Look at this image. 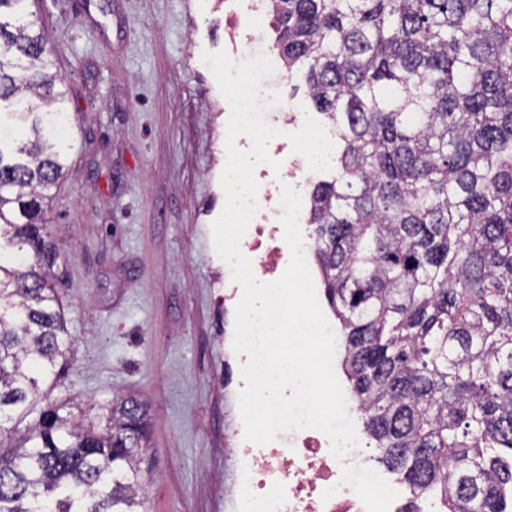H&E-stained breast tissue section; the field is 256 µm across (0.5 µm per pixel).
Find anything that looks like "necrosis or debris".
<instances>
[{
  "label": "necrosis or debris",
  "mask_w": 512,
  "mask_h": 512,
  "mask_svg": "<svg viewBox=\"0 0 512 512\" xmlns=\"http://www.w3.org/2000/svg\"><path fill=\"white\" fill-rule=\"evenodd\" d=\"M248 2L245 10L226 16L232 57L239 61L261 52L275 58L266 24L269 0ZM255 179L259 222L248 226L240 249L250 259L255 278L268 283L283 274L290 260L280 223L282 187L288 184L305 190L308 178L304 169L294 164L276 176L261 170ZM231 444L241 461L238 499L243 512H365L357 494L339 484L342 463L372 466L373 460L364 449H355L345 462H338L331 454L329 438L315 429L292 430L287 439L265 445L245 441L238 430ZM329 488L333 496L323 499L324 490Z\"/></svg>",
  "instance_id": "obj_1"
}]
</instances>
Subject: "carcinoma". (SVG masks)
<instances>
[{"label": "carcinoma", "mask_w": 512, "mask_h": 512, "mask_svg": "<svg viewBox=\"0 0 512 512\" xmlns=\"http://www.w3.org/2000/svg\"><path fill=\"white\" fill-rule=\"evenodd\" d=\"M26 2L0 0V115L22 132L0 139V512H141L147 408L84 424L50 400L67 92ZM272 2L285 69L336 126L309 223L377 460L446 512H512V0Z\"/></svg>", "instance_id": "obj_1"}]
</instances>
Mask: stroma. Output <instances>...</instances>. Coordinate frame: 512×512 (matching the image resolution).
I'll use <instances>...</instances> for the list:
<instances>
[{
	"instance_id": "35a3bbf8",
	"label": "stroma",
	"mask_w": 512,
	"mask_h": 512,
	"mask_svg": "<svg viewBox=\"0 0 512 512\" xmlns=\"http://www.w3.org/2000/svg\"><path fill=\"white\" fill-rule=\"evenodd\" d=\"M217 0H28L69 88L68 170L45 214L72 337L50 397L146 405L147 512H227L238 372L227 353L224 50Z\"/></svg>"
}]
</instances>
